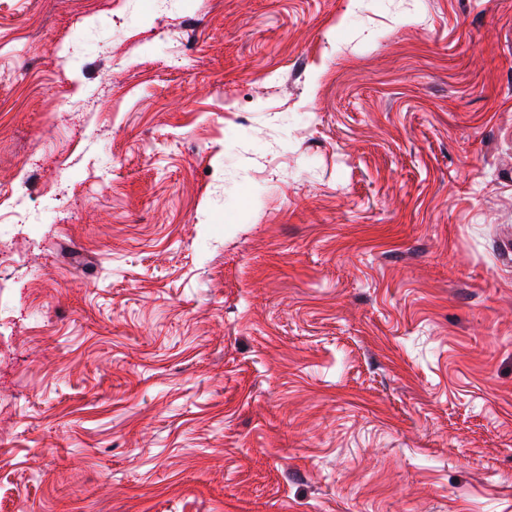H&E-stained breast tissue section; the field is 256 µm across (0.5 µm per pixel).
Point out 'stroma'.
<instances>
[{"label": "stroma", "instance_id": "1", "mask_svg": "<svg viewBox=\"0 0 512 512\" xmlns=\"http://www.w3.org/2000/svg\"><path fill=\"white\" fill-rule=\"evenodd\" d=\"M0 512H512V0H0Z\"/></svg>", "mask_w": 512, "mask_h": 512}]
</instances>
